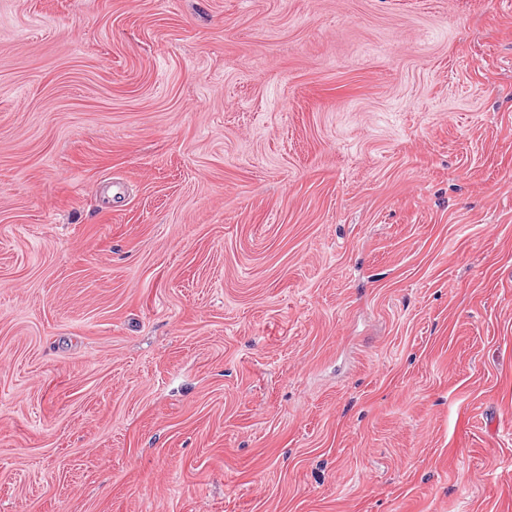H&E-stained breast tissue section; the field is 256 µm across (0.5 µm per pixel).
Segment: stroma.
I'll list each match as a JSON object with an SVG mask.
<instances>
[{
    "instance_id": "1",
    "label": "stroma",
    "mask_w": 512,
    "mask_h": 512,
    "mask_svg": "<svg viewBox=\"0 0 512 512\" xmlns=\"http://www.w3.org/2000/svg\"><path fill=\"white\" fill-rule=\"evenodd\" d=\"M0 512H512V0H0Z\"/></svg>"
}]
</instances>
